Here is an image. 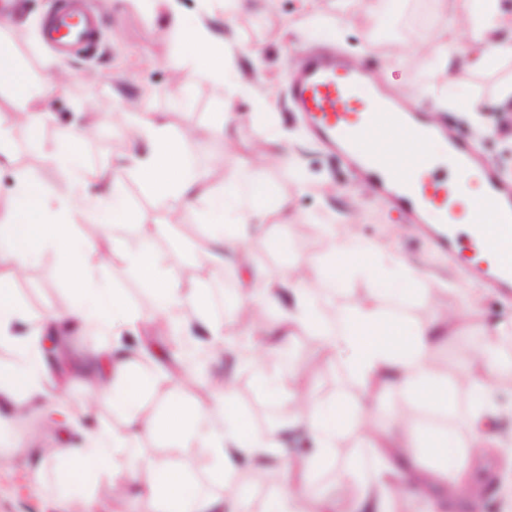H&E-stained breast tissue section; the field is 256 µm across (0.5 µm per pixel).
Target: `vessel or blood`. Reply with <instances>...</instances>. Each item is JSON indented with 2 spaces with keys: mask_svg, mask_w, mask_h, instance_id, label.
Returning <instances> with one entry per match:
<instances>
[{
  "mask_svg": "<svg viewBox=\"0 0 512 512\" xmlns=\"http://www.w3.org/2000/svg\"><path fill=\"white\" fill-rule=\"evenodd\" d=\"M99 34L86 0H56L44 23L46 43L64 56L93 48ZM366 78L344 53L314 51L290 68L289 101L311 136L374 198L418 225L434 248L464 253L466 275L512 293V183L446 119L368 86ZM437 139L445 145L439 157L430 153ZM473 178L481 190L472 208L492 223L459 221V201Z\"/></svg>",
  "mask_w": 512,
  "mask_h": 512,
  "instance_id": "1",
  "label": "vessel or blood"
}]
</instances>
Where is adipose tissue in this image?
<instances>
[{"label": "adipose tissue", "instance_id": "adipose-tissue-1", "mask_svg": "<svg viewBox=\"0 0 512 512\" xmlns=\"http://www.w3.org/2000/svg\"><path fill=\"white\" fill-rule=\"evenodd\" d=\"M148 2L150 10L164 15L167 32L190 47L186 56L175 61V68L190 69L210 83L222 100L225 109L216 113L217 124H229V110L238 98L250 99L251 116L261 121L268 103L252 96L233 65L223 34L204 16L188 17L180 0ZM455 2L457 12L467 20L474 47L468 55L444 47L442 75L451 76L461 67H489L512 56V10L504 8L502 0ZM57 90L52 79L32 82L10 41L0 38V96L10 104L9 109H0V157H11L15 128L23 123L30 130L32 148L45 164L70 175L65 188L55 189L21 171L15 173L9 194L0 198V342L13 343L15 349L14 362L0 367V423L30 412L72 415L67 406L53 402L64 385L51 377L37 340L12 334L13 326L23 319L15 286L32 256L55 252L60 275L83 284L68 308L44 316L42 333L63 338L72 324L115 337L136 330L140 315L115 288L105 250L110 228L120 224L135 228L139 237L138 246L124 255L125 269L151 292L160 320L189 336L192 347L205 348L209 358L220 357L233 346L223 324L210 319L206 294L185 293L195 276L184 268L167 267L155 252V225L136 223L125 195L106 190L111 169L85 167L78 144L91 135V128L62 127L53 143L42 141L44 125L55 119L51 102ZM115 117L127 131L123 160L142 189L168 215L191 207L201 209L204 222L199 240L206 263L247 264L248 242L262 232L272 215L287 216V199L269 197L260 168L241 164L224 186L203 188L185 154L186 144L194 138L191 129L173 130L162 115L142 108L123 107ZM78 224L88 227L80 238L73 234ZM320 235L323 252L281 272L254 273L253 284L243 294L247 304L277 310L279 325L305 330L325 351L339 357L356 387L353 403L312 401L294 392L295 415L283 419L276 430L260 433L239 411L229 382H202L195 362L188 359L174 379L178 394L167 412L148 415L142 410V398L152 384L151 376L132 371L125 353L107 349L105 370L93 389L127 414L125 431L89 437L81 447L51 449L44 459L58 470L76 512H89L84 488L101 472L111 471L115 487L122 489L146 468L152 477L144 492L161 512H235L227 499L189 492L181 471L165 462L146 464L135 449L124 448L123 468L112 469L115 450L123 448L129 432L181 448L206 449L211 480L218 485L244 465L251 467L253 475H262L268 456L276 450L284 452V483L269 492L265 512H337L335 500L320 497L311 507L307 499L315 471L354 424L365 447L381 464L376 478L361 485L347 512H392L394 499L408 486H441L449 497H466L463 468L470 457L487 448L480 423L493 412L491 393L500 378L512 373V365L503 361L493 337L480 354L463 357L461 377L470 390L466 432L435 429L423 434L407 415L379 422L377 406L392 390L438 413L455 408L456 387L436 365L448 339V317L442 312L447 302L405 274L396 257L363 242L354 226L327 221L321 224ZM305 269L313 271V279L302 277ZM352 272L378 278L385 293L397 298L425 294L441 312L428 322L412 323L403 315L387 313L370 297L331 310L332 293L341 289ZM193 387L205 389L206 404L182 400V393Z\"/></svg>", "mask_w": 512, "mask_h": 512}]
</instances>
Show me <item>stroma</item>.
<instances>
[{"label": "stroma", "instance_id": "1", "mask_svg": "<svg viewBox=\"0 0 512 512\" xmlns=\"http://www.w3.org/2000/svg\"><path fill=\"white\" fill-rule=\"evenodd\" d=\"M15 2L8 36L31 75L39 82L57 73L63 76L62 87L53 102L58 124L43 129L44 142L54 140L57 127L97 123L95 135L80 145L85 164L92 169L116 167L117 181L137 220L157 225L153 245L166 263L177 266L191 259L183 227L201 224L202 217L198 211L187 209L178 215L176 223L164 224L160 208L142 191L135 175L121 169L126 137L102 121L103 114L117 99L163 114L172 128H193L195 139L187 146L188 162L193 173L207 177L212 185L224 184L234 165L249 162L263 169L273 195L287 197V219L273 220L266 235L255 236L251 241L253 268L275 273L296 259L319 253L322 242L316 216L328 213L341 223L351 219L367 241L399 258L406 273L424 287L447 289L446 310L458 318L439 354L442 370L449 378L458 375L462 353L477 354L483 350L486 338L482 326H503L506 333L500 337L499 347H512V296H501L467 280L462 258L433 251L413 225L374 200L363 185L322 151L288 104L289 66L299 63L313 47L336 45L369 66L394 95L415 98L427 109L448 115L475 149L503 176L512 179V109L496 110L490 106L497 84L512 78V61L499 62L495 68L484 71L456 70L453 83L458 96L454 102L426 90L437 66L441 44L453 46L461 54L468 53L472 46L469 29L455 13L453 0H425L421 6L430 20L420 27L410 22L414 9L420 5L416 0H385L377 13L370 11L362 0L353 5L348 0H248L244 11L217 13L213 24L234 46L243 79L270 99L268 123L287 134L284 145L265 155L255 151L265 129L250 120L249 100L235 102L236 118L230 125L229 137L213 131L212 114L219 109L213 90L190 73L172 71L170 63L183 53L184 46L177 37L165 33L163 16L134 7L128 0H112L108 9L102 8V0H89L102 19L97 47L85 55L60 57L41 39L42 23L53 9V0ZM314 9L329 17L350 13L354 19L336 33L320 32L307 24ZM251 50L259 51L258 64L249 61L247 53ZM471 100L480 102V111L467 109ZM15 137L13 160L0 164V197L9 193L13 172L18 167L58 188L68 182L66 172L43 165L31 149L25 129H17ZM289 166L299 171L304 188H297L287 177L285 169ZM137 244V239L130 236L114 250L112 265L120 273L115 285L131 307L147 316L141 336L147 340L149 350L140 352L136 342H129L132 367L157 376L163 365L179 363L181 347L158 322L150 319L153 302L149 292L122 272L123 251ZM248 276V271L235 266L211 265L199 286L208 294L222 288L224 316L234 320L235 331L250 326L259 332L276 319L277 313L269 308L257 310L253 324H246L239 285ZM73 293L72 283L59 277L52 253L31 258L15 292L27 313L22 331L38 329L42 317L69 305ZM67 343L70 361L61 370L68 381L63 402H89L94 433L123 428L124 415L108 400L92 397L89 379L81 374L83 367L95 363L98 351L110 347L111 338L76 330ZM280 357L283 365L292 368L296 387L311 398L331 402L349 394L351 382L340 360L324 352L307 333L292 330ZM207 370L212 376L232 383L240 408L258 431L267 433L275 428L273 409L287 406L288 399L283 396L275 400L262 391L251 366L230 353L210 361ZM71 436L69 428L46 425L38 414L11 421L0 431V512H71L70 505L56 492L50 474L36 472L47 451L70 443ZM130 445L145 459L179 466L188 475L192 490L220 494V487L208 479L209 457L205 449L174 448L146 436L131 440ZM367 456L358 432L347 431L335 457L318 473L315 492L355 496L363 478L359 462ZM469 468L473 491L490 505L492 512H503L497 488L500 482L512 478V455L501 450L483 454L473 458ZM149 478L148 471H141L138 482L128 485L124 498L117 500L113 497L111 474H102L90 492L96 512H157L156 504L141 492L142 483Z\"/></svg>", "mask_w": 512, "mask_h": 512}]
</instances>
